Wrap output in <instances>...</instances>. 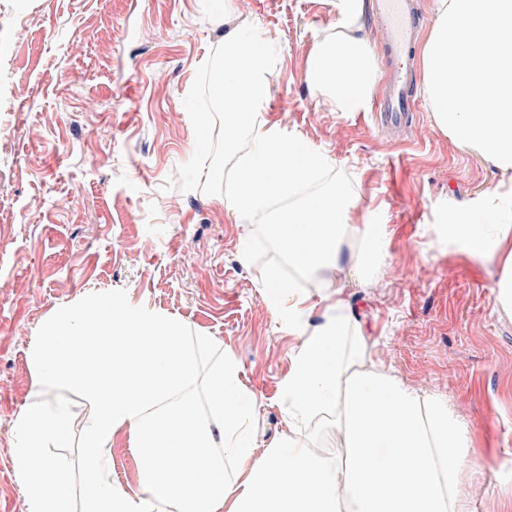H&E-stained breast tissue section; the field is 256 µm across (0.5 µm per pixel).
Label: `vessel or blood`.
I'll return each mask as SVG.
<instances>
[{
	"label": "vessel or blood",
	"mask_w": 512,
	"mask_h": 512,
	"mask_svg": "<svg viewBox=\"0 0 512 512\" xmlns=\"http://www.w3.org/2000/svg\"><path fill=\"white\" fill-rule=\"evenodd\" d=\"M376 15L382 24L387 46L398 62L382 104L387 123L395 124L411 106L407 92L409 62L417 43L420 18L414 11L412 0H377Z\"/></svg>",
	"instance_id": "b4317fda"
}]
</instances>
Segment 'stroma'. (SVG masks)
Masks as SVG:
<instances>
[{
    "label": "stroma",
    "mask_w": 512,
    "mask_h": 512,
    "mask_svg": "<svg viewBox=\"0 0 512 512\" xmlns=\"http://www.w3.org/2000/svg\"><path fill=\"white\" fill-rule=\"evenodd\" d=\"M228 2L231 20L276 43L266 119L335 158L324 183H342L385 241L371 284L346 264L306 283L312 322L341 303L375 366L448 399L472 443L475 512H512V318L494 302L495 264L448 251L438 233L450 204L478 200L501 173L438 128L420 87L397 131L315 98L305 70L334 20L328 0ZM228 29L211 0H0V512H28L13 456L38 390L30 344L47 316L87 297L144 304L211 337L256 399L259 451L288 435L280 389L295 340L262 287L278 256L213 203L237 156L219 113L198 108ZM207 169L218 179H202ZM66 399L71 438L48 453L81 512L91 409Z\"/></svg>",
    "instance_id": "stroma-1"
}]
</instances>
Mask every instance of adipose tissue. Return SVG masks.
I'll return each instance as SVG.
<instances>
[{"instance_id": "ef3b65f1", "label": "adipose tissue", "mask_w": 512, "mask_h": 512, "mask_svg": "<svg viewBox=\"0 0 512 512\" xmlns=\"http://www.w3.org/2000/svg\"><path fill=\"white\" fill-rule=\"evenodd\" d=\"M329 4L335 22L311 47L308 85L336 111H367L379 75L364 34L365 0ZM434 8L421 84L435 123L511 174L512 0H434ZM270 47L245 23L224 38V71L212 88L224 143L233 151L244 139L251 151L220 203L241 223L263 215L269 241L303 273L335 274L346 235L358 234L352 267L364 274L384 243L376 225L354 223L341 184L321 185L335 159L261 116L274 73ZM448 213L446 245L497 263L495 304L512 316V186ZM265 285L296 344L281 385L288 437L261 456L257 404L231 353L213 363L203 399L194 400L212 342L188 335L179 317L92 298L42 324L29 350L39 386L79 392L92 409L81 437L82 512H472L462 489L471 443L448 400L369 364L356 319L329 309L312 324L307 296L280 268L268 271ZM331 417L346 453L326 462L307 428ZM68 425L66 402L41 397L16 423L14 466L29 512H72L55 461L41 453L66 443ZM123 433L139 461L133 495L112 482L111 448Z\"/></svg>"}]
</instances>
